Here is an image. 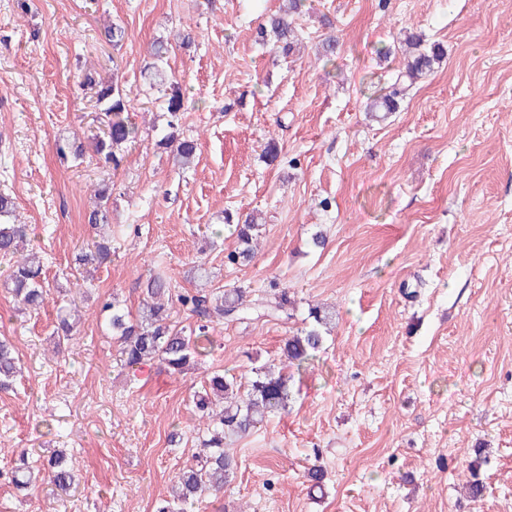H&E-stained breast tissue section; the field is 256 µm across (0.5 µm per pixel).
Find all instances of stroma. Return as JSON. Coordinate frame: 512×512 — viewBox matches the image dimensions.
Segmentation results:
<instances>
[{"instance_id": "35a3bbf8", "label": "stroma", "mask_w": 512, "mask_h": 512, "mask_svg": "<svg viewBox=\"0 0 512 512\" xmlns=\"http://www.w3.org/2000/svg\"><path fill=\"white\" fill-rule=\"evenodd\" d=\"M281 4L0 0V192L31 228L47 290L23 314L0 287V337L22 364L0 392V512H156L197 451L193 392L211 372L265 363L289 376V407L231 442L235 476L194 512H512V0H308L296 57L257 38ZM411 31L445 58L397 112L370 119ZM157 41L184 96L180 133L199 147L186 167L157 146L162 93L143 76ZM89 72L133 98L140 137L116 168L56 154L57 140L87 144L103 126ZM100 187L112 260L85 277L74 257L96 237L86 214ZM249 212L264 222L258 252L233 265L226 219ZM317 233L324 247H311ZM197 264L216 292L278 283L293 318L214 323L211 353L184 375L123 369L102 301L137 312L150 275L176 295L194 289ZM71 302L79 333L58 348ZM316 304L334 313L324 348L287 365L281 347ZM57 451L75 489L17 492L6 473L20 453L37 468ZM315 464L326 479L313 491Z\"/></svg>"}]
</instances>
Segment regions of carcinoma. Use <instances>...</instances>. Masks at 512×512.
Masks as SVG:
<instances>
[{"instance_id":"cac0c4a2","label":"carcinoma","mask_w":512,"mask_h":512,"mask_svg":"<svg viewBox=\"0 0 512 512\" xmlns=\"http://www.w3.org/2000/svg\"><path fill=\"white\" fill-rule=\"evenodd\" d=\"M303 7L304 0H286L284 8L269 19L268 25L259 26V34L271 32L281 52L291 54L296 42L292 17L301 13ZM406 43L415 53L390 90L370 100L373 112L396 111L410 87L432 72L443 56L438 45L428 50L422 48L419 34H409ZM84 84L94 90L96 103L102 106L107 117L105 128L93 137V151L104 163L117 167L120 164L118 151L135 142L138 135L128 116L130 92L116 83L102 85L90 75L85 77ZM182 110L183 94L174 86L167 98L171 132L159 140V145L173 149L176 159L186 165L195 158L197 144L192 140H181L173 132L179 124ZM98 199L101 204L88 215V224L96 230H103L110 224V211L106 206L109 196L100 190ZM15 209L14 198L0 193V262L7 266L4 287L10 290L22 310L35 312L44 305L47 295L43 264L36 254H25L21 250L27 236V225L6 222ZM259 231L260 225L248 218L236 225L239 247L227 255L229 263L253 260V240ZM109 257L108 243L95 241L76 256L75 263L100 266ZM146 294L147 298L136 316L115 299L104 302L100 309L106 326L118 343L120 362L124 367L133 368L145 361L157 360L170 372L180 374L196 366L198 360L209 352L212 346L210 329L214 322L247 320L253 315L277 316L287 320L293 317L290 310L294 309V301L286 288H273L271 293L257 298L251 297L250 291L241 287L226 288L222 292L197 288L178 296L181 307L197 319L194 335L187 336L169 323L172 311L165 303L166 296L170 295L166 281L160 277L149 278ZM309 318L313 323L288 337L283 345L284 356L299 369L315 359L325 339L322 328L332 321L331 313L318 306L309 308ZM17 372L18 358L14 347L8 340L1 339L0 388L8 386V380ZM289 400L288 376L265 367L253 371L244 388L234 378L212 376L202 390L193 395L194 407L205 420V430L201 433L202 450L196 456V463L179 473L175 481L176 495L158 512H188V507L199 501L202 495L223 492L224 483L237 469L235 456L225 449L226 440L250 433L266 416L286 409ZM45 471L47 480L56 489L62 492L70 490L74 479L64 453L59 452L48 459ZM36 479L37 474L29 466L18 468L12 475V483L18 489L26 488Z\"/></svg>"}]
</instances>
